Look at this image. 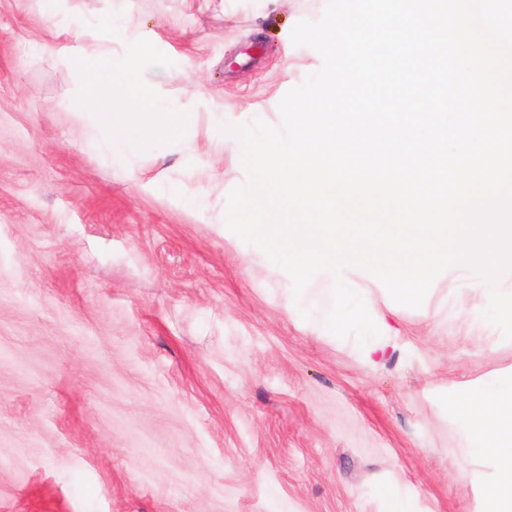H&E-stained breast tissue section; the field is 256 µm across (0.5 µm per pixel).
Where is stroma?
Returning <instances> with one entry per match:
<instances>
[{"label": "stroma", "mask_w": 512, "mask_h": 512, "mask_svg": "<svg viewBox=\"0 0 512 512\" xmlns=\"http://www.w3.org/2000/svg\"><path fill=\"white\" fill-rule=\"evenodd\" d=\"M326 4L58 0L85 52L151 43L155 96L192 116L121 162L84 143L42 0H0V512H482L494 470L443 398L512 372L483 299L450 270L379 304L371 366L224 221L247 180L225 129L280 126L322 66L292 30ZM189 65L197 86L167 80Z\"/></svg>", "instance_id": "obj_1"}]
</instances>
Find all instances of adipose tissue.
<instances>
[{"mask_svg":"<svg viewBox=\"0 0 512 512\" xmlns=\"http://www.w3.org/2000/svg\"><path fill=\"white\" fill-rule=\"evenodd\" d=\"M62 34L65 43L60 51L83 77L78 117L92 122L100 131L97 148L125 160L157 139L177 141L184 136L187 116L169 111L154 100L152 79L141 77L137 92L128 90L126 75L131 65L152 56L148 45L135 44L129 57L117 62L108 51L94 56L80 53V29L66 28ZM446 403L462 406L485 419V427L469 438L467 451L496 470L495 476L482 484L488 512H512V435L502 433L493 424L512 408V373L497 376L474 391L465 388L447 394Z\"/></svg>","mask_w":512,"mask_h":512,"instance_id":"adipose-tissue-1","label":"adipose tissue"}]
</instances>
